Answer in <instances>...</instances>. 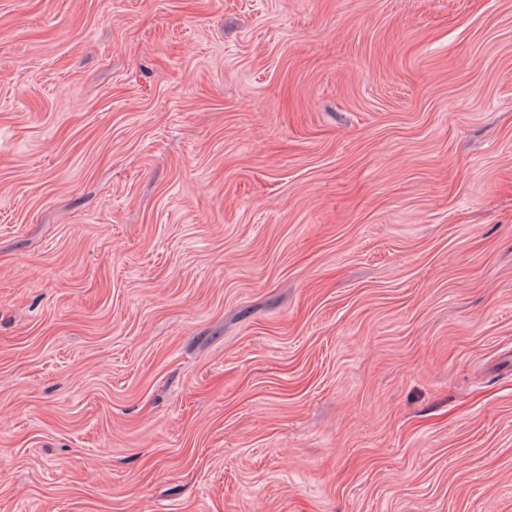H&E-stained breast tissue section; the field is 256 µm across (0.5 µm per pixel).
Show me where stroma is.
<instances>
[{"mask_svg":"<svg viewBox=\"0 0 512 512\" xmlns=\"http://www.w3.org/2000/svg\"><path fill=\"white\" fill-rule=\"evenodd\" d=\"M0 512H512V0H0Z\"/></svg>","mask_w":512,"mask_h":512,"instance_id":"1","label":"stroma"}]
</instances>
